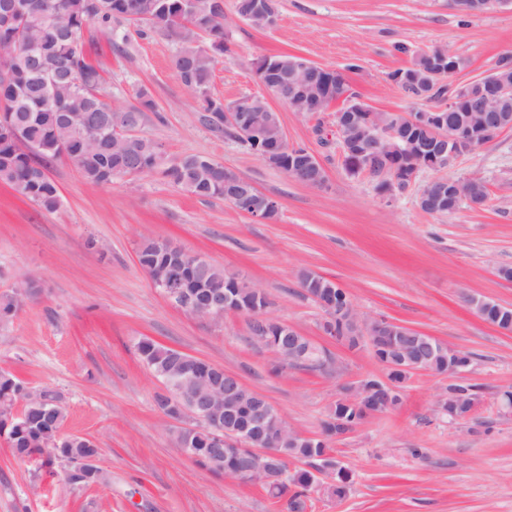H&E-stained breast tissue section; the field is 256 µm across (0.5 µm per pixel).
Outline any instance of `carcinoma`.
<instances>
[{
	"label": "carcinoma",
	"instance_id": "carcinoma-1",
	"mask_svg": "<svg viewBox=\"0 0 512 512\" xmlns=\"http://www.w3.org/2000/svg\"><path fill=\"white\" fill-rule=\"evenodd\" d=\"M18 4L27 14V25L19 29L6 22L1 13ZM123 20L136 27V34L145 37L159 33L176 48L173 67L180 84L199 104L200 121L210 131L231 137L251 153L259 148L243 140L237 130L224 125V110H246L262 122L269 104L262 98L244 95L224 101L210 94L215 64L229 51L224 32V17L217 14L215 0H0V49L8 54L9 77L0 79V128H14V137L0 133V182L9 185L19 196L38 208L54 212L62 198L55 181L48 173V163L67 158L94 186H106L116 179L138 177L159 171L174 186L201 199H221L237 210L250 208L251 201L240 203L224 189V175L238 174L209 157L188 154L176 160L167 159L156 142L145 136L129 140L117 150L107 144L112 137V112H122L135 128L141 127L146 113L156 111V104L146 88L136 92V103L112 106L101 98L103 77L90 59L85 47L84 32L92 24L112 32V21ZM65 146L59 145V140ZM397 164L413 170L414 147L396 142ZM165 241L145 238L136 257L143 271L161 264L183 267L182 287L190 292L222 287L234 294L245 310L253 307L254 288L244 277L227 274L216 266L212 274L179 259L164 250ZM18 304L11 294L0 295V322L12 319ZM141 360L162 382L177 373L187 354L143 338L137 343ZM27 386L10 370L0 368V406L12 408L24 403L22 412L7 420L0 419V433L7 435L9 448L19 459L38 458L52 466L65 462L64 476L75 472L81 461L100 453V448L77 435L61 437L66 408L55 391L42 388L31 395ZM341 419L351 426L358 424L353 409L336 400L322 421L319 439L285 442L280 452L291 460L306 464L288 478L279 477V468H269L263 489L273 498L288 497L287 512H306L307 487L316 478L315 471L327 461L331 443L344 430L331 423ZM178 440L185 453L209 471L221 474L234 469L237 462L224 460V467L212 464L207 456L208 434L205 428L191 422L181 429ZM351 483L350 472L341 467L335 483L326 493L341 499Z\"/></svg>",
	"mask_w": 512,
	"mask_h": 512
}]
</instances>
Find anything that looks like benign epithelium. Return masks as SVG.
<instances>
[{
  "mask_svg": "<svg viewBox=\"0 0 512 512\" xmlns=\"http://www.w3.org/2000/svg\"><path fill=\"white\" fill-rule=\"evenodd\" d=\"M453 7L462 13L484 12L501 4H512V0H450ZM429 66L420 70L401 72L394 77L397 82L419 84L434 89L443 78L457 70V63L452 61L453 53L444 47L427 53ZM279 77L263 83L266 101L297 107L304 112L328 111L337 103L345 105L344 111L336 113V141L341 143L339 151L352 157L355 166L352 172L368 175L375 168L376 160L383 162L380 179L387 187L399 192L410 189L415 183L416 172L405 174L391 164L386 152L376 153L373 147L386 146L396 141L398 128L404 124L410 127L426 129L430 132L434 143L443 145V150L436 151L426 143L417 146L418 162L416 167L433 171H442L453 165L456 160L470 150L481 146L501 133L512 128V81L508 80L506 70L497 66L480 79L471 82L454 93L448 95L442 106L419 112L398 113L396 120L386 124L376 118V112L358 95L345 86L336 88V96L326 91L323 73L326 69L314 64L305 67L292 62H285L275 68ZM483 113V119L475 121L463 129L455 130L448 126V113L457 109ZM226 119L239 130L244 138L267 135V129L251 120L242 112H227ZM355 126L363 127L360 140L345 141L349 131ZM290 174L299 182L319 187L326 179L325 169L314 152L309 158L290 169ZM448 193L451 200L447 201L440 195L434 200L438 208H449L454 212L459 205L467 202L475 204L459 187V180L448 179ZM153 286L162 290L166 299L174 306L201 319H212L227 312L242 311L240 305L228 294L213 289L207 295L194 301L186 298L181 282L176 273H160L151 277ZM311 298L328 317L324 324V334L334 336L336 343L344 348H351L349 338L335 335L331 319L336 312L335 289L328 285L315 289ZM468 307L474 308L479 317L488 315L492 309L503 313L509 306L489 299H479L471 295L464 296ZM342 321L358 330H363L359 337L361 345L370 349L388 336L397 338L391 347V355L383 362L387 377L370 386L366 379L343 384L338 396L347 404L365 410L366 413L387 411L395 407L401 400L400 384L414 371L429 370L438 355L448 347V343L427 336L420 341L410 339L413 330L406 325L378 317L362 315L354 305L341 311ZM280 334L288 337L284 341L273 336H260V345L268 348L277 358L288 361L292 366L310 350L311 340L296 338L295 329L281 322H275ZM470 356L461 349H455L452 358L448 359V371L444 375L454 380L466 372L470 365ZM217 373L224 377V387L213 383L200 384L186 378L175 377L169 381L174 389L173 400L175 410L169 418L181 421L191 418L207 426L210 430L211 455L230 457L237 460V467L225 476L237 480L255 483L264 480L265 467L274 462L292 467V462L278 451L280 438L299 437L286 419L280 421V431L275 432L268 427L267 421L280 411L265 397L259 395L249 403L244 398V384L240 378L215 366Z\"/></svg>",
  "mask_w": 512,
  "mask_h": 512,
  "instance_id": "obj_1",
  "label": "benign epithelium"
}]
</instances>
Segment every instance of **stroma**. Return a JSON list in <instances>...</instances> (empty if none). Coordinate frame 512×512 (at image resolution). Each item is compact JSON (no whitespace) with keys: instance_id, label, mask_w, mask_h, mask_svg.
I'll return each mask as SVG.
<instances>
[{"instance_id":"35a3bbf8","label":"stroma","mask_w":512,"mask_h":512,"mask_svg":"<svg viewBox=\"0 0 512 512\" xmlns=\"http://www.w3.org/2000/svg\"><path fill=\"white\" fill-rule=\"evenodd\" d=\"M224 0L228 45L210 93L232 100L259 95V60L294 55L344 72L350 88L381 111L413 112L388 79L410 51L445 47L464 61L451 76L465 84L512 54V8L462 15L449 0H277L270 28L238 19ZM104 71L108 102H134L147 88L155 103L141 128L171 159L199 154L250 179L280 205L262 223L221 199L203 200L152 173L89 186L66 159L49 164L63 197L39 209L0 182V294L26 278L38 284L16 316L0 323V367L63 398V435L93 438L107 482L65 483L61 466L14 457L0 437V512H286L258 485L216 475L179 448L172 422L154 403L164 386L136 350L144 337L223 366L264 395L305 436L321 424L342 383L386 378L373 351L346 350L325 338L324 315L298 285L302 269L339 283L364 315L380 316L467 351L460 384L480 389L465 420L442 415L447 377L412 373L396 410L376 414L333 441L352 474L344 498L314 493L308 512H512V417L499 397L512 391V334L486 323L462 294L512 305V130L461 156L447 176L480 178V206L430 215L415 190L388 200L364 177L350 176L335 141L321 142L329 113L278 105L289 145L317 153L327 183L313 187L265 165L241 144L210 132L177 80L174 46L163 36H131L112 46L98 26L85 34ZM165 238L204 255L268 293L272 318L337 355L339 376L279 362L255 343L248 319L228 313L197 319L154 288L136 261L142 237Z\"/></svg>"}]
</instances>
